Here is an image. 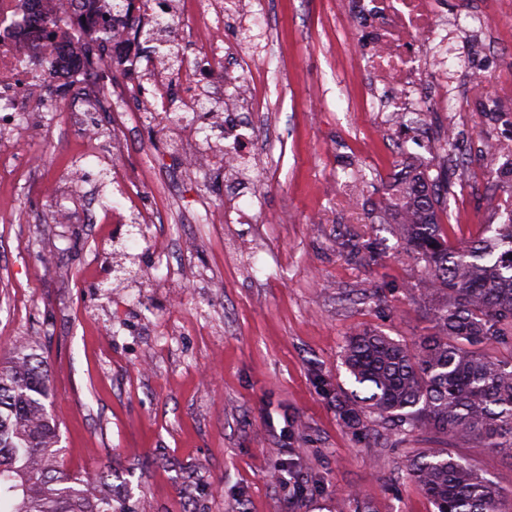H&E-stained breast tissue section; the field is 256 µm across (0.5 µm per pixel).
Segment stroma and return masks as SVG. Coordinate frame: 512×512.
I'll return each instance as SVG.
<instances>
[{"label": "stroma", "mask_w": 512, "mask_h": 512, "mask_svg": "<svg viewBox=\"0 0 512 512\" xmlns=\"http://www.w3.org/2000/svg\"><path fill=\"white\" fill-rule=\"evenodd\" d=\"M273 28L268 122L279 142L251 171L255 194L235 201L250 221L225 223L223 179L183 181L166 216L179 229L167 262L130 225L85 221L90 194L112 195L99 179L112 164L109 113L94 158L78 129L44 130L38 114L22 144L0 127V154L37 159L0 186V344H42L66 467L111 471L113 495L150 512H330L348 492L374 512H433L406 471L433 450L469 459L512 512L511 458L376 418L358 434L339 415L351 334L412 343L428 331L424 269L396 205L398 144L411 133L376 136L336 0H277ZM456 121L466 148L448 163L441 222L467 243L491 221L486 195L511 208L512 186L485 174L477 113ZM75 166L84 186L66 178ZM346 169L362 186L353 210L336 183ZM60 202L70 223L57 221Z\"/></svg>", "instance_id": "35a3bbf8"}]
</instances>
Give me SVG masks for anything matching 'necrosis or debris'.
<instances>
[{"label": "necrosis or debris", "instance_id": "1", "mask_svg": "<svg viewBox=\"0 0 512 512\" xmlns=\"http://www.w3.org/2000/svg\"><path fill=\"white\" fill-rule=\"evenodd\" d=\"M265 2L167 0L154 29L169 42L178 39L179 24H191L181 41L183 71L174 73L168 58L153 55L143 66L151 87L137 96L132 86L113 84L104 66L87 67L80 52L99 41L123 68L140 67L132 14L113 13L112 0H0V122L21 136L24 115L43 112L47 127L79 126L87 144L96 146L99 124L78 111L92 83L102 92V111L120 115L136 105L142 121L162 118L168 150L182 159L181 174L223 169L226 196L236 198L250 180L269 110L262 90L269 79L261 66L271 31ZM229 18L237 20L247 50L219 38ZM486 18L480 4L451 17L442 0H336L337 27L367 37L351 57L374 111L423 129L430 113L479 109L495 130L488 149L506 160L512 158V132L501 114L512 104V68L491 65L500 35ZM203 99L210 103L205 124L195 110ZM203 128L204 148H192Z\"/></svg>", "mask_w": 512, "mask_h": 512}]
</instances>
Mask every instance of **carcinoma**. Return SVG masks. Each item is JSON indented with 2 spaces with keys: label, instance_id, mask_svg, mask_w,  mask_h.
Instances as JSON below:
<instances>
[{
  "label": "carcinoma",
  "instance_id": "cac0c4a2",
  "mask_svg": "<svg viewBox=\"0 0 512 512\" xmlns=\"http://www.w3.org/2000/svg\"><path fill=\"white\" fill-rule=\"evenodd\" d=\"M419 179L418 211L402 217V230L427 270L421 308L429 333L415 346L372 330L352 334L343 357L355 389L342 393L339 413L353 430L370 414L395 417L409 432L512 458V359L485 353L512 336V215L473 244L451 243L439 220L448 167ZM51 398L43 356L13 346L0 359V512H135L109 494L89 497V486L108 485L111 473L66 469ZM407 473L434 512H503V492L463 457L432 451Z\"/></svg>",
  "mask_w": 512,
  "mask_h": 512
}]
</instances>
